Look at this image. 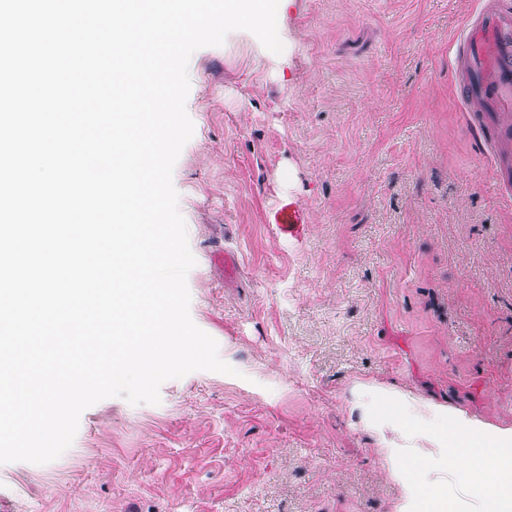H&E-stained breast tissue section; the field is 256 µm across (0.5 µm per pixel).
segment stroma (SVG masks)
Segmentation results:
<instances>
[{
	"instance_id": "stroma-1",
	"label": "stroma",
	"mask_w": 512,
	"mask_h": 512,
	"mask_svg": "<svg viewBox=\"0 0 512 512\" xmlns=\"http://www.w3.org/2000/svg\"><path fill=\"white\" fill-rule=\"evenodd\" d=\"M479 0H279L281 54L193 53L175 164L193 322L229 376L81 415L56 460L0 464V512H398L348 407L361 384L512 427V167L457 95ZM302 216L279 231L282 207ZM420 477L475 503L440 450Z\"/></svg>"
}]
</instances>
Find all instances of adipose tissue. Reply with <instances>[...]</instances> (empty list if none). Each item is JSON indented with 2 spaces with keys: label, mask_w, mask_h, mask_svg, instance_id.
I'll return each instance as SVG.
<instances>
[{
  "label": "adipose tissue",
  "mask_w": 512,
  "mask_h": 512,
  "mask_svg": "<svg viewBox=\"0 0 512 512\" xmlns=\"http://www.w3.org/2000/svg\"><path fill=\"white\" fill-rule=\"evenodd\" d=\"M349 410L384 451L391 478L402 484L401 512H459L444 487L428 490L412 480V471L426 470L427 465L404 456L402 444L409 440L424 448L447 449L448 463L470 480L479 512H512V428L488 427L462 413L377 387L354 391Z\"/></svg>",
  "instance_id": "ef3b65f1"
}]
</instances>
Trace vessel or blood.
<instances>
[{"label": "vessel or blood", "instance_id": "1", "mask_svg": "<svg viewBox=\"0 0 512 512\" xmlns=\"http://www.w3.org/2000/svg\"><path fill=\"white\" fill-rule=\"evenodd\" d=\"M455 46L465 99L481 101L489 114L512 112V8L486 0Z\"/></svg>", "mask_w": 512, "mask_h": 512}]
</instances>
